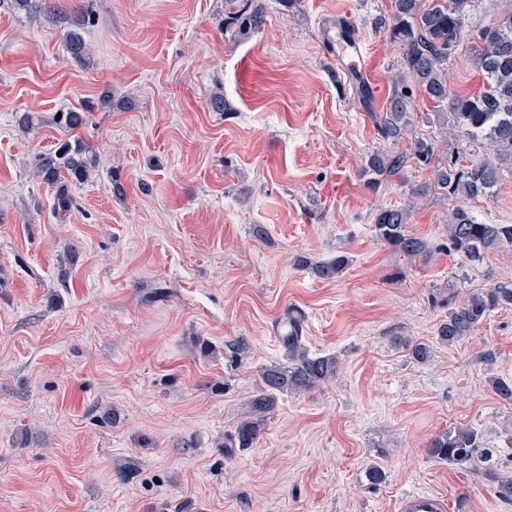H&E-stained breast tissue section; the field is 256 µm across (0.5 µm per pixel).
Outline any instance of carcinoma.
<instances>
[{"label":"carcinoma","instance_id":"cac0c4a2","mask_svg":"<svg viewBox=\"0 0 512 512\" xmlns=\"http://www.w3.org/2000/svg\"><path fill=\"white\" fill-rule=\"evenodd\" d=\"M478 0H393V24L388 28L390 39L402 52L404 76L412 79L421 93L441 108L436 126L448 133V126L458 129L472 146L483 145L492 150L493 158L459 164V156L434 159L437 137H418L411 152L377 153L368 160L364 173L370 183L402 171L416 160L432 166L433 182L429 188L450 197L470 199L494 195L500 169L512 165V9L503 11L487 26L477 30L479 40H465V19ZM265 24V15L258 0H242L236 10L224 19V31L243 35ZM70 57L85 63L89 49L76 31L65 35ZM466 47L471 64L481 85L475 92L451 89L448 83V62L460 47ZM86 112L69 109L61 113L59 124L70 132L82 128ZM407 125V97L395 92L389 100L385 116L379 125L382 137L397 141ZM96 167L88 146L81 140H66L56 150L39 159L36 176L57 187V205L68 210L72 197L68 182L87 180L90 169ZM408 210L382 209L376 215V235L397 251L410 258L426 260L430 250L421 237L407 229ZM448 239L455 251L471 265L505 246H512V224H487L475 219L468 211L457 209L448 224ZM348 258L338 255L316 267L317 274L332 279L343 272ZM512 306V284L500 283L470 293L460 304L448 309V319L438 328L443 344L458 343L473 335L490 313L503 306ZM300 320L292 321L281 336L289 366H272L262 373L263 387L253 400L252 408L260 413L240 422L234 432L224 437L226 448H250L260 436L264 419L261 414L274 404L275 392L311 389L336 373L333 357H310L302 343ZM435 459L450 466L476 468L486 463L489 452L482 448L481 435L471 428L457 427L435 435L427 444Z\"/></svg>","mask_w":512,"mask_h":512}]
</instances>
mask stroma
I'll use <instances>...</instances> for the list:
<instances>
[{"label": "stroma", "instance_id": "obj_1", "mask_svg": "<svg viewBox=\"0 0 512 512\" xmlns=\"http://www.w3.org/2000/svg\"><path fill=\"white\" fill-rule=\"evenodd\" d=\"M230 3L0 8V512H394L419 490L447 494L448 512H512L487 475L427 452L468 426L512 471V402L493 389L512 383V307L437 339L449 302L512 283V246L473 267L448 243L457 208L512 224V169L490 199L414 196L432 169L411 162L370 184V156L409 152L434 112L413 92L408 136L379 131L401 70L392 0H261L265 25L246 36L224 29ZM84 10L86 65L64 40ZM344 21L380 94L324 55L323 26ZM76 107L97 167L64 212L35 167ZM408 202L424 262L375 234L380 209ZM339 255L337 278L314 274ZM291 309L336 375L277 394L254 447H224L263 369L288 363Z\"/></svg>", "mask_w": 512, "mask_h": 512}]
</instances>
